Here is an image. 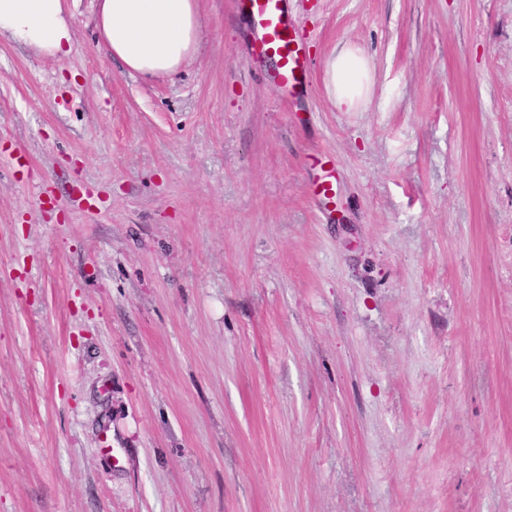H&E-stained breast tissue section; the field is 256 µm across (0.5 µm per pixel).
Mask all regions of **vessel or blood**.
<instances>
[{"label": "vessel or blood", "instance_id": "b4317fda", "mask_svg": "<svg viewBox=\"0 0 512 512\" xmlns=\"http://www.w3.org/2000/svg\"><path fill=\"white\" fill-rule=\"evenodd\" d=\"M286 0H242L254 34L255 52L261 58H276L271 81L285 97L306 92L312 64L304 44L288 19Z\"/></svg>", "mask_w": 512, "mask_h": 512}]
</instances>
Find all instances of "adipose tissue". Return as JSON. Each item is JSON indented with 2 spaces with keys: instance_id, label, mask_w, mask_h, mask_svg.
Wrapping results in <instances>:
<instances>
[{
  "instance_id": "adipose-tissue-1",
  "label": "adipose tissue",
  "mask_w": 512,
  "mask_h": 512,
  "mask_svg": "<svg viewBox=\"0 0 512 512\" xmlns=\"http://www.w3.org/2000/svg\"><path fill=\"white\" fill-rule=\"evenodd\" d=\"M68 6V0H0V36L65 59L74 47ZM95 27L129 75H171L187 64L199 42V0H96ZM326 86L337 111H357L372 92L368 58L347 46L332 53L326 62Z\"/></svg>"
}]
</instances>
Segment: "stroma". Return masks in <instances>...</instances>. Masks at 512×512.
I'll use <instances>...</instances> for the list:
<instances>
[{
    "mask_svg": "<svg viewBox=\"0 0 512 512\" xmlns=\"http://www.w3.org/2000/svg\"><path fill=\"white\" fill-rule=\"evenodd\" d=\"M287 7L294 99L238 0L151 80L0 40V512H512V0ZM372 67L367 57L344 46L326 62V86L337 111L354 112L369 100L373 87Z\"/></svg>",
    "mask_w": 512,
    "mask_h": 512,
    "instance_id": "stroma-1",
    "label": "stroma"
}]
</instances>
